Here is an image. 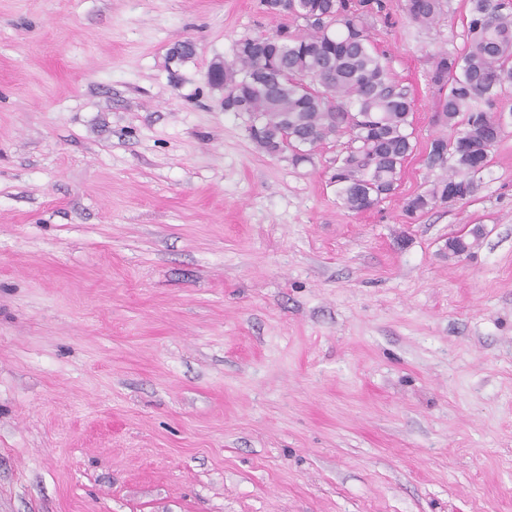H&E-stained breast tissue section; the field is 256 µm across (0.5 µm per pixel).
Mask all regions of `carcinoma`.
Here are the masks:
<instances>
[{
    "instance_id": "carcinoma-1",
    "label": "carcinoma",
    "mask_w": 512,
    "mask_h": 512,
    "mask_svg": "<svg viewBox=\"0 0 512 512\" xmlns=\"http://www.w3.org/2000/svg\"><path fill=\"white\" fill-rule=\"evenodd\" d=\"M292 24L271 36L245 37L234 46L217 80L227 88L224 111L248 112L251 139L269 155L288 153L307 163L342 130L348 151L331 176L344 208L363 212L394 193L412 154L414 100L394 79L371 36L370 20L384 0H261ZM467 35L454 53L429 55L438 114L451 131L432 140L428 162L448 167L432 187L405 201L410 215L425 213L476 190L474 177L490 162L503 133V113L491 111L498 90L512 83V0H469ZM406 18L430 27L443 0H404ZM483 236L448 239L462 257Z\"/></svg>"
}]
</instances>
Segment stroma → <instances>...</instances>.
Instances as JSON below:
<instances>
[{"mask_svg":"<svg viewBox=\"0 0 512 512\" xmlns=\"http://www.w3.org/2000/svg\"><path fill=\"white\" fill-rule=\"evenodd\" d=\"M385 3L414 150L354 213L348 134L292 165L208 83L288 16L0 0V512H512V123L474 196L408 217L468 3ZM443 0H404L406 18L420 27H430L443 11ZM470 229H467L463 233L457 235L458 237L467 235ZM484 232L482 228L476 229L465 238L452 237L448 239V253L455 257H462L468 255L475 243L483 236Z\"/></svg>","mask_w":512,"mask_h":512,"instance_id":"obj_1","label":"stroma"}]
</instances>
